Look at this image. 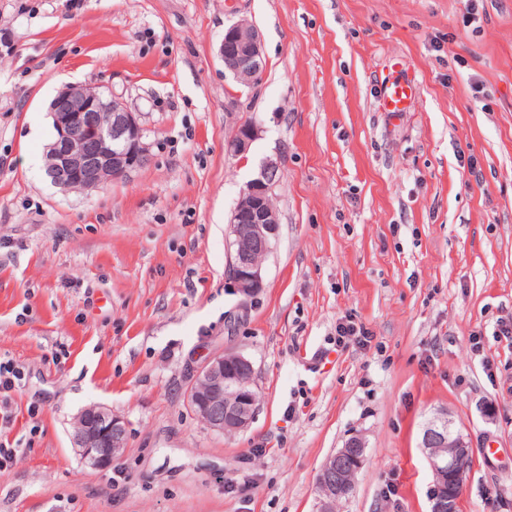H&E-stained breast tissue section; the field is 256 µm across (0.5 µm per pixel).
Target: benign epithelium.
Wrapping results in <instances>:
<instances>
[{
  "instance_id": "benign-epithelium-1",
  "label": "benign epithelium",
  "mask_w": 512,
  "mask_h": 512,
  "mask_svg": "<svg viewBox=\"0 0 512 512\" xmlns=\"http://www.w3.org/2000/svg\"><path fill=\"white\" fill-rule=\"evenodd\" d=\"M224 67L236 81L247 76L244 86L256 84L265 70L261 35L247 18L224 28L219 46ZM51 116L56 132L46 153V174L62 189L92 190L112 180L123 179L142 168L149 157V144L138 113L131 111L110 89H90L79 83L63 85L55 95ZM257 135L253 121L237 128L234 151L248 153ZM278 162L263 163L257 175L243 188L231 220L228 278L239 293L249 298L262 288L261 261L276 236L279 218L271 198L277 181ZM254 375L250 360L240 354L215 356L195 372L187 400L191 410L211 431L229 435L252 423L257 396L254 381L244 384L229 363ZM72 444L81 462L91 469H106L126 448L124 421L104 406L82 410L72 424ZM422 448L433 473L431 512H457L467 479L471 440L456 427L446 412H439L423 431ZM366 460V443L351 437L324 464L317 485L319 512H336L341 489L354 467ZM455 494H442L444 485Z\"/></svg>"
}]
</instances>
